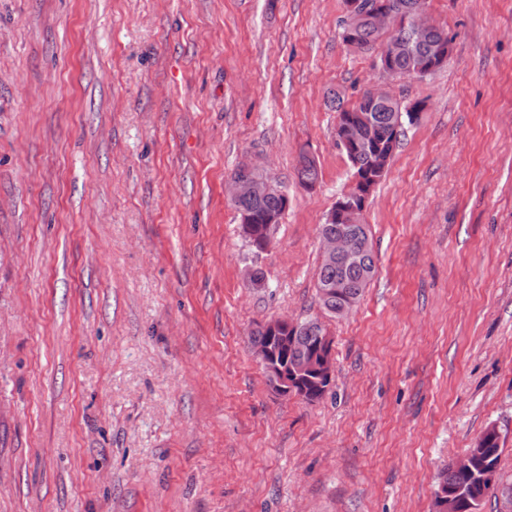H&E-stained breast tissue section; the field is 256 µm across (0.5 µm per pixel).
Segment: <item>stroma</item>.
Masks as SVG:
<instances>
[{"label": "stroma", "instance_id": "35a3bbf8", "mask_svg": "<svg viewBox=\"0 0 512 512\" xmlns=\"http://www.w3.org/2000/svg\"><path fill=\"white\" fill-rule=\"evenodd\" d=\"M426 7L451 52L390 83L424 111L308 402L248 337L321 313L325 96L379 79L343 0H0V512H437L492 425L512 481V0ZM250 158L288 194L262 252L224 195ZM319 358H320V365L319 366H315V368L317 369L316 371V375L318 376L317 378V382H310V383H307V382H304L303 383V387H302V390L305 392V398L308 402H311L312 399L314 398H321L322 395H323V392L327 389L328 387L330 386L331 382H332V373H333V368H334V355H333V348H332V345L330 344L326 350L324 352H322L320 355H319ZM322 382H327L328 385L323 388L325 390H320V388L318 387V385L320 387H322L321 383Z\"/></svg>", "mask_w": 512, "mask_h": 512}]
</instances>
